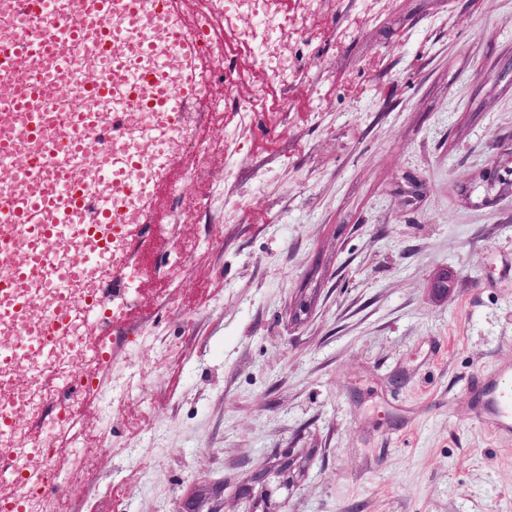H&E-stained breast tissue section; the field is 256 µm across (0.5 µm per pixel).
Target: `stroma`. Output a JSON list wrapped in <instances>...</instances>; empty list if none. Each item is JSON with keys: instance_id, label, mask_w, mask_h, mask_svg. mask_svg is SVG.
I'll list each match as a JSON object with an SVG mask.
<instances>
[{"instance_id": "obj_1", "label": "stroma", "mask_w": 512, "mask_h": 512, "mask_svg": "<svg viewBox=\"0 0 512 512\" xmlns=\"http://www.w3.org/2000/svg\"><path fill=\"white\" fill-rule=\"evenodd\" d=\"M319 16L288 111L256 120L273 149L193 176L191 196L223 186L220 216L169 198L151 225L146 292L58 445L93 447L116 389L123 417L63 512H176L215 486L236 512L284 451L280 512H512V435L477 420L472 389L512 364V0Z\"/></svg>"}]
</instances>
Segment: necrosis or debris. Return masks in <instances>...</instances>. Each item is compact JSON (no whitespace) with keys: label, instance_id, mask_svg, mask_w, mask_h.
Returning <instances> with one entry per match:
<instances>
[{"label":"necrosis or debris","instance_id":"obj_1","mask_svg":"<svg viewBox=\"0 0 512 512\" xmlns=\"http://www.w3.org/2000/svg\"><path fill=\"white\" fill-rule=\"evenodd\" d=\"M113 31H125L124 42L129 51H136L142 40L162 38L167 17L149 0L138 27L127 30L125 17L113 11L109 21ZM236 31L269 77L288 83L296 67L291 57L278 52L277 43L286 30L281 21L280 0H212L201 10L191 29L185 33L196 49L199 67L196 74L197 96L190 111L174 117L172 137L166 145H158L148 134L160 120L158 113L147 111L148 87H141L136 103L128 107L124 139L104 136V116L112 110L111 101L91 100L85 89L91 79L105 75L102 62L94 58L89 44L98 32L89 27L80 40L55 38L60 54L78 59L77 72L64 75L63 87H47L35 107L45 115L41 140L28 139L24 133V116L13 106L11 90L49 70L43 59L21 61L5 84L0 85V132H11L21 165L13 171L0 170V195L27 197L41 191L56 174L68 171L81 184L95 192L103 187L96 172L107 162L119 163L126 151L137 152L140 170L147 175L159 173L160 154L171 156L197 152L200 164H208L211 154L194 119L204 112L216 124L223 123L226 97L234 92L233 71L224 64V44L215 41L216 28ZM221 87L223 97L214 100V87ZM77 136L90 146L80 161L71 155L45 156L44 142ZM97 241L58 238L49 242L45 252L50 265L42 271L33 287L10 292L0 291V348L13 349L9 364H0V420L9 428L0 431V458L9 460L17 495L0 494V512H43L47 497L65 501L69 484V468L61 448L59 433L71 429L80 409L98 379L109 365L110 354L105 337L90 339L86 322H67L62 330L49 336L35 335L34 330L54 322L60 292L52 285V276L59 267L75 265L83 270L82 284L73 285L68 294L75 307L86 308L101 276L95 256ZM110 262L120 277L112 285L109 301L95 307L100 327L125 324L132 294L139 290L141 276L133 264L130 250L121 236H113Z\"/></svg>","mask_w":512,"mask_h":512}]
</instances>
